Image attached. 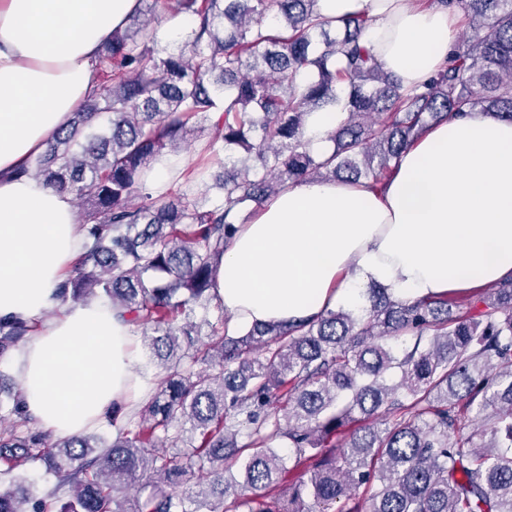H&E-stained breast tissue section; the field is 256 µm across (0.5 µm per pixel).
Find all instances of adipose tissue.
Returning <instances> with one entry per match:
<instances>
[{"label":"adipose tissue","mask_w":512,"mask_h":512,"mask_svg":"<svg viewBox=\"0 0 512 512\" xmlns=\"http://www.w3.org/2000/svg\"><path fill=\"white\" fill-rule=\"evenodd\" d=\"M140 0H0V317L37 322L12 366L36 420L77 436L113 402L145 386L128 323L111 304L44 312L85 242L68 193L19 167L42 154L96 85L101 46ZM328 19L363 15V42L403 87L448 58L449 9L418 0H318ZM341 107L311 112L304 139L317 155ZM512 279V123L473 112L431 125L400 156L381 190L310 180L287 185L238 230L215 295L231 329L293 324L366 302L369 284L400 302Z\"/></svg>","instance_id":"1"}]
</instances>
